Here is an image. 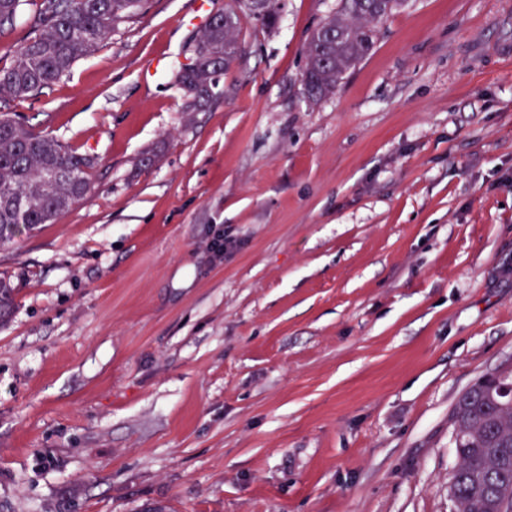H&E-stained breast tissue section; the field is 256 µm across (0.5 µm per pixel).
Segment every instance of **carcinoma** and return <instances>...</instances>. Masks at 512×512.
<instances>
[{
    "mask_svg": "<svg viewBox=\"0 0 512 512\" xmlns=\"http://www.w3.org/2000/svg\"><path fill=\"white\" fill-rule=\"evenodd\" d=\"M147 0H0V37L14 28L25 5L33 7L29 31L11 49L13 62L0 69V101H24L67 76L82 57L96 51L118 24L141 13ZM404 0H338L336 12L310 34L301 84L306 99L332 93L344 76L373 50L376 23ZM253 15L247 0H231L217 20L199 33L190 63L175 81L191 112L221 98L224 54L237 49L241 15ZM92 158L0 110V245L20 229L50 224L87 198L93 183ZM12 305V288L0 279V322ZM452 445L458 459L451 474L457 512H484V504L504 500L512 512V405L491 392L484 378L463 392L452 412Z\"/></svg>",
    "mask_w": 512,
    "mask_h": 512,
    "instance_id": "carcinoma-1",
    "label": "carcinoma"
}]
</instances>
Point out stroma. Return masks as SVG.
Masks as SVG:
<instances>
[{
	"mask_svg": "<svg viewBox=\"0 0 512 512\" xmlns=\"http://www.w3.org/2000/svg\"><path fill=\"white\" fill-rule=\"evenodd\" d=\"M337 3L242 17L204 112L201 0L9 104L96 167L0 247V512H455L453 406L512 372V0H407L312 104Z\"/></svg>",
	"mask_w": 512,
	"mask_h": 512,
	"instance_id": "35a3bbf8",
	"label": "stroma"
}]
</instances>
